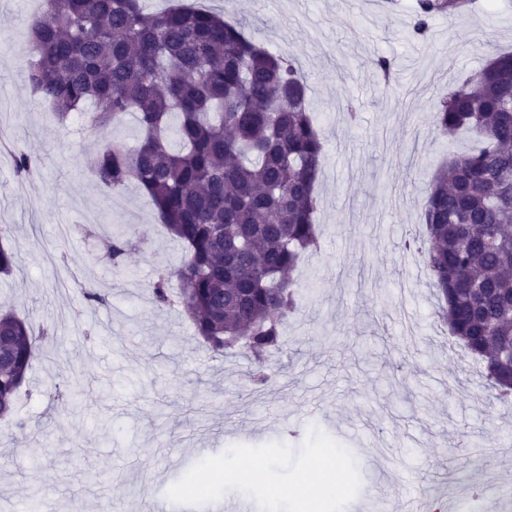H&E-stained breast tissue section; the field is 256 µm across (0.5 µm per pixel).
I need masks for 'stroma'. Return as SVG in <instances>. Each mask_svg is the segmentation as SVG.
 Wrapping results in <instances>:
<instances>
[{"label":"stroma","mask_w":512,"mask_h":512,"mask_svg":"<svg viewBox=\"0 0 512 512\" xmlns=\"http://www.w3.org/2000/svg\"><path fill=\"white\" fill-rule=\"evenodd\" d=\"M226 20L294 61L309 87L324 144L315 217L324 247L295 272L310 294L271 352L286 365L274 393L257 395L249 360L216 354L180 310L156 306L158 268L177 269L183 245L137 187L107 196L87 161L105 143L135 145L133 118L97 129L89 112L59 123L27 81L26 0H0V245L17 263L0 275V308L51 336L28 375L21 424L0 421V512L39 496L44 512H149L202 458L235 444L300 448L316 428L355 458L361 485L344 512L407 494L448 493L455 512L479 494L482 463L512 484V397L486 390L479 363L434 317L436 290L405 238L424 239V181L449 153L431 121L440 93L512 52V0H471L411 39L415 0H181ZM390 59L383 79L373 66ZM357 120H349L347 105ZM36 163L17 180L12 156ZM145 234L124 271L103 255L100 222ZM107 303L84 299L83 283Z\"/></svg>","instance_id":"stroma-1"}]
</instances>
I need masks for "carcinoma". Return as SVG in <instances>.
Returning a JSON list of instances; mask_svg holds the SVG:
<instances>
[{
  "label": "carcinoma",
  "mask_w": 512,
  "mask_h": 512,
  "mask_svg": "<svg viewBox=\"0 0 512 512\" xmlns=\"http://www.w3.org/2000/svg\"><path fill=\"white\" fill-rule=\"evenodd\" d=\"M471 0H416L411 35ZM29 82L60 122L90 103L101 128L131 115L138 144L93 158L100 189L129 184L152 200L187 260L151 285L156 304L179 301L214 353L250 357L253 384L276 385L267 363L282 347L303 288L294 273L320 247L315 185L323 143L295 63L205 9L142 0H44L29 24ZM440 130L480 147L451 154L425 187L427 266L451 336L482 361L490 387L512 393V54L448 87L433 112ZM180 149L170 147L171 138ZM142 242L135 224L104 239L113 267ZM28 321L0 313V420L23 425L19 393L39 352Z\"/></svg>",
  "instance_id": "1"
}]
</instances>
